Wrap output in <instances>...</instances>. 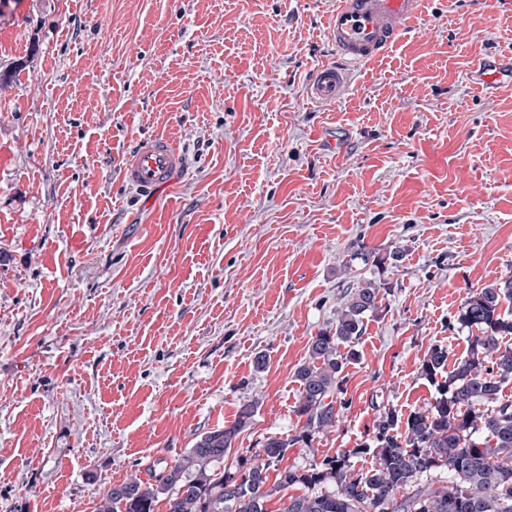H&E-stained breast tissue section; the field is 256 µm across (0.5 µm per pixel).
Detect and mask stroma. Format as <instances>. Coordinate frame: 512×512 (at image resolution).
Wrapping results in <instances>:
<instances>
[{"instance_id": "1", "label": "stroma", "mask_w": 512, "mask_h": 512, "mask_svg": "<svg viewBox=\"0 0 512 512\" xmlns=\"http://www.w3.org/2000/svg\"><path fill=\"white\" fill-rule=\"evenodd\" d=\"M335 7L0 0V512H92L254 398L226 471L297 434L295 371L361 279L339 419L284 466L367 470L383 412L435 399L428 349L466 356L462 304L512 277V89L469 79L512 50V0H426L325 105ZM154 134L186 164L151 198L120 172ZM344 69L322 66L314 71L308 86L310 97L318 103L332 104L341 96L345 81Z\"/></svg>"}]
</instances>
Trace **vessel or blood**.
Returning a JSON list of instances; mask_svg holds the SVG:
<instances>
[{
  "label": "vessel or blood",
  "mask_w": 512,
  "mask_h": 512,
  "mask_svg": "<svg viewBox=\"0 0 512 512\" xmlns=\"http://www.w3.org/2000/svg\"><path fill=\"white\" fill-rule=\"evenodd\" d=\"M424 0H337L328 18L336 49L354 67L379 59L392 48L402 25L414 21L422 12ZM344 67L325 65L316 69L308 93L319 103L332 104L344 87ZM183 152L169 139L149 137L126 155L121 179L131 189L150 192L168 186L183 168Z\"/></svg>",
  "instance_id": "1"
}]
</instances>
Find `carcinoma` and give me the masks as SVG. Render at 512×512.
Segmentation results:
<instances>
[{"label": "carcinoma", "instance_id": "1", "mask_svg": "<svg viewBox=\"0 0 512 512\" xmlns=\"http://www.w3.org/2000/svg\"><path fill=\"white\" fill-rule=\"evenodd\" d=\"M380 287L368 280L346 295L335 325L311 337L309 360L296 371L304 419L292 437L272 436L250 462L229 473L221 468L236 436L251 422L256 403L242 406L231 426L201 435L155 482L131 476L100 496L92 512H267L273 495L300 484L302 494L283 495L277 512H512V277L471 294L458 323L476 328L469 352L448 369V351L431 347L421 375L436 385L430 408L404 416H381L372 450L374 464L351 469L348 454L326 457L304 469L287 467L268 485V471L288 450L309 444L336 426V393L345 365L356 358L354 344L365 332L364 316L377 308ZM346 352H341V349ZM402 496H397V493Z\"/></svg>", "mask_w": 512, "mask_h": 512}]
</instances>
